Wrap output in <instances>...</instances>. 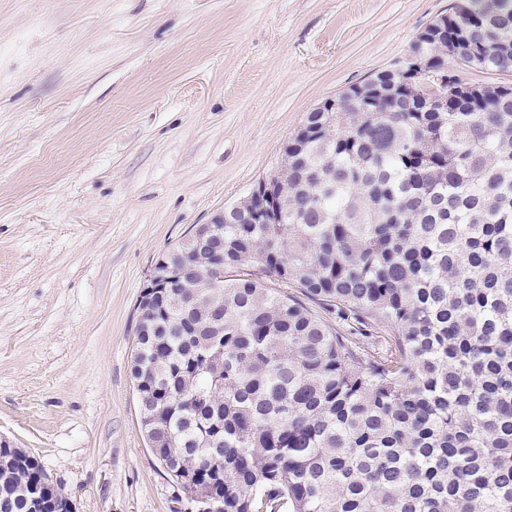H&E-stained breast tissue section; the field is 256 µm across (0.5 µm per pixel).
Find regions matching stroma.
I'll use <instances>...</instances> for the list:
<instances>
[{
  "label": "stroma",
  "mask_w": 512,
  "mask_h": 512,
  "mask_svg": "<svg viewBox=\"0 0 512 512\" xmlns=\"http://www.w3.org/2000/svg\"><path fill=\"white\" fill-rule=\"evenodd\" d=\"M453 0H0V441L75 512H174L130 374L158 258Z\"/></svg>",
  "instance_id": "35a3bbf8"
}]
</instances>
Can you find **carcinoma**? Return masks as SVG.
<instances>
[{"mask_svg":"<svg viewBox=\"0 0 512 512\" xmlns=\"http://www.w3.org/2000/svg\"><path fill=\"white\" fill-rule=\"evenodd\" d=\"M410 54L512 70V0H455ZM309 112L280 212L166 289L130 373L167 479L217 512H512V85ZM336 316V324L287 289ZM0 495L44 484L28 455ZM46 485V484H44ZM40 512H60L46 485Z\"/></svg>","mask_w":512,"mask_h":512,"instance_id":"1","label":"carcinoma"}]
</instances>
